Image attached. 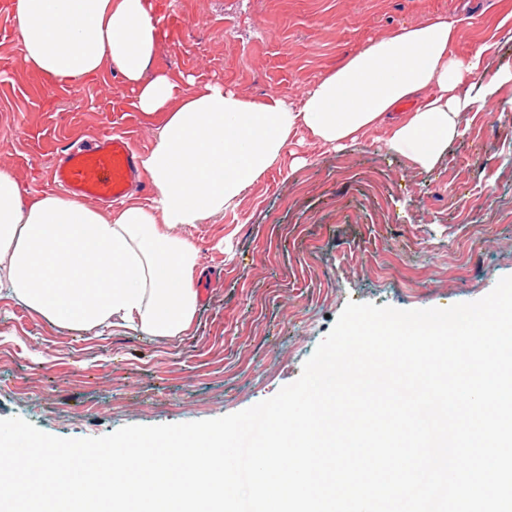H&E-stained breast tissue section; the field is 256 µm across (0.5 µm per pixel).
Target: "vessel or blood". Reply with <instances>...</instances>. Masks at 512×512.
Here are the masks:
<instances>
[{
	"instance_id": "obj_1",
	"label": "vessel or blood",
	"mask_w": 512,
	"mask_h": 512,
	"mask_svg": "<svg viewBox=\"0 0 512 512\" xmlns=\"http://www.w3.org/2000/svg\"><path fill=\"white\" fill-rule=\"evenodd\" d=\"M159 16L166 41L180 42L183 23L174 0H161ZM102 85L95 114L99 134L80 142L70 137V118L54 110L56 100L69 93L66 84L50 85L36 76L16 82L13 89L24 98L29 114L22 127L27 151L12 163L22 166L28 157L54 155L42 186L63 187L89 205H118L133 192L153 197L155 187L140 170L135 139L150 132L156 120L134 111L129 101L114 102L111 78H103Z\"/></svg>"
}]
</instances>
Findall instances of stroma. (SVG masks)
<instances>
[{"instance_id": "stroma-1", "label": "stroma", "mask_w": 512, "mask_h": 512, "mask_svg": "<svg viewBox=\"0 0 512 512\" xmlns=\"http://www.w3.org/2000/svg\"><path fill=\"white\" fill-rule=\"evenodd\" d=\"M190 30L156 66L219 80L241 97L300 99L371 41L435 16L457 20L454 50L491 44L489 71L512 67L499 25L512 0H178ZM93 82L59 100L97 132ZM20 99L0 97V160L21 154ZM435 169L387 150L386 128L337 152L308 131L234 208L172 236L198 252L196 278L221 287L174 339L122 327L60 326L0 298V419L62 438L131 424L215 419L295 381L348 302L398 309L477 300L512 275V84L466 113ZM303 164L290 168L292 157Z\"/></svg>"}]
</instances>
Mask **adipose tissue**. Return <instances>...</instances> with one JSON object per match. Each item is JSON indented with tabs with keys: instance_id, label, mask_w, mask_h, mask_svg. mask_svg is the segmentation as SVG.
<instances>
[{
	"instance_id": "1",
	"label": "adipose tissue",
	"mask_w": 512,
	"mask_h": 512,
	"mask_svg": "<svg viewBox=\"0 0 512 512\" xmlns=\"http://www.w3.org/2000/svg\"><path fill=\"white\" fill-rule=\"evenodd\" d=\"M150 0H12L28 70L76 86L119 72L135 109L160 115L141 166L149 204L103 212L60 194L30 195L0 168V286L51 321L80 330L124 327L180 336L197 307L195 247L162 225L198 224L235 207L307 129L340 150L388 125L387 149L432 170L465 113L494 100L512 69L488 72L489 44L453 51L456 23L438 16L371 42L293 101H248L219 81L150 71L161 34ZM419 103L388 123L393 107Z\"/></svg>"
}]
</instances>
